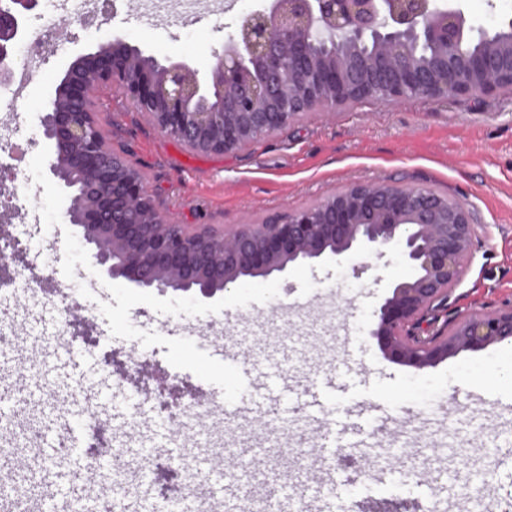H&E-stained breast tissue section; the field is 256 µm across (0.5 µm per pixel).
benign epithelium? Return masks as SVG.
<instances>
[{
    "instance_id": "benign-epithelium-1",
    "label": "benign epithelium",
    "mask_w": 512,
    "mask_h": 512,
    "mask_svg": "<svg viewBox=\"0 0 512 512\" xmlns=\"http://www.w3.org/2000/svg\"><path fill=\"white\" fill-rule=\"evenodd\" d=\"M37 0L0 7V86L14 74L20 19ZM458 0H268L242 17L213 53L209 78L189 64H160L120 37L77 57L41 124L49 170L72 190L65 215L112 278L161 293L211 298L242 277L291 264L398 247L413 268L380 305L371 336L392 360L423 370L463 350L512 342V306L474 312L423 336L470 261L475 224L467 205L431 190L372 180L351 183L264 224L215 231L174 224L128 154L103 144L96 89L121 88L163 133L198 153L228 154L309 112L360 100L398 103L495 96L512 87V19L476 45ZM70 337L98 338L63 307ZM89 454L112 446L91 417Z\"/></svg>"
}]
</instances>
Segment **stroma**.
<instances>
[{
    "mask_svg": "<svg viewBox=\"0 0 512 512\" xmlns=\"http://www.w3.org/2000/svg\"><path fill=\"white\" fill-rule=\"evenodd\" d=\"M117 0L109 24L75 35L58 25L63 50L52 57L16 112L0 106V128H23L36 141L27 167L39 170L33 183L41 219L58 241L53 252H25L23 265L54 269L56 290L36 293L0 287L10 328L0 336V383L29 389L25 404L0 414V455L13 458L15 485L25 489L30 512H39L43 487L71 468L70 456L48 454L62 413L81 404L79 421L96 407L112 438L115 512L138 498L143 508L159 504L154 467L193 468L199 482L221 473L208 451L250 445L254 460L233 470L241 492L282 481L291 499L307 497L318 478L313 441L318 421L335 430H354L367 441H336L330 460L336 475L335 512H355L360 501L404 500L434 512H512V343L462 351L417 371L388 358L371 331L375 311L394 286L411 274L398 251L384 256L327 258L292 265L267 277H246L212 298L164 295L113 279L95 265L64 211L68 201L47 170L49 145L41 118L68 65L81 54L119 36L143 55L163 63L186 62L207 78L213 52L237 34L246 8L264 0ZM469 24L491 30L512 19V0H460ZM97 109L116 147L129 151L149 192L176 224L219 229L260 224L285 209L308 205L346 185L382 180L456 197L473 211L477 232L472 258L440 320L512 305V94L446 101L407 99L380 105L354 102L332 112H311L231 154L205 155L187 149L152 125L123 95L98 90ZM93 277L97 292L62 293L75 270ZM76 302L99 339L89 364L106 396L79 395L63 374L41 377L44 348L26 337L23 324L38 307L47 334L57 332L64 300ZM276 301L280 310L247 313L248 304ZM214 326L240 359L280 371L296 389L291 409L254 415L210 417L193 430L165 422L158 398L136 394L135 380L150 387L175 386L204 399L208 384L238 396L237 366L211 356L205 341L175 334L183 321ZM144 352L148 368L128 366L119 377L103 353ZM344 384L328 394L321 410L304 403V391L326 376ZM376 405L391 427L377 429L360 408ZM173 440L177 449L152 458L151 471L134 483L129 474L142 462L143 448Z\"/></svg>",
    "mask_w": 512,
    "mask_h": 512,
    "instance_id": "35a3bbf8",
    "label": "stroma"
}]
</instances>
